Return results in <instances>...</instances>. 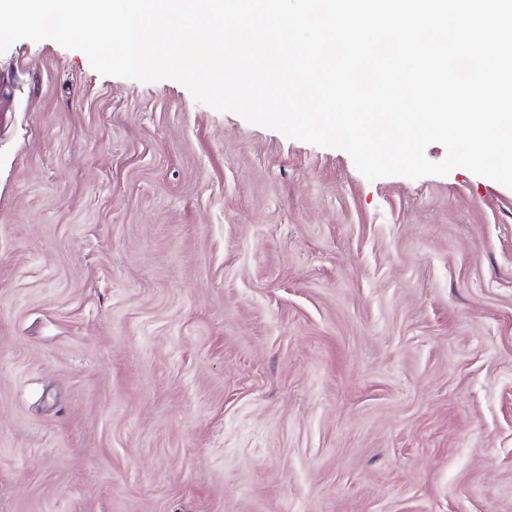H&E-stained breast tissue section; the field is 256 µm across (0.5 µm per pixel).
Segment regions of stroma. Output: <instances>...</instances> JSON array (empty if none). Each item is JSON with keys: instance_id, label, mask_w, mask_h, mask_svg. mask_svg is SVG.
Masks as SVG:
<instances>
[{"instance_id": "obj_1", "label": "stroma", "mask_w": 512, "mask_h": 512, "mask_svg": "<svg viewBox=\"0 0 512 512\" xmlns=\"http://www.w3.org/2000/svg\"><path fill=\"white\" fill-rule=\"evenodd\" d=\"M0 512H512V188L15 42Z\"/></svg>"}]
</instances>
